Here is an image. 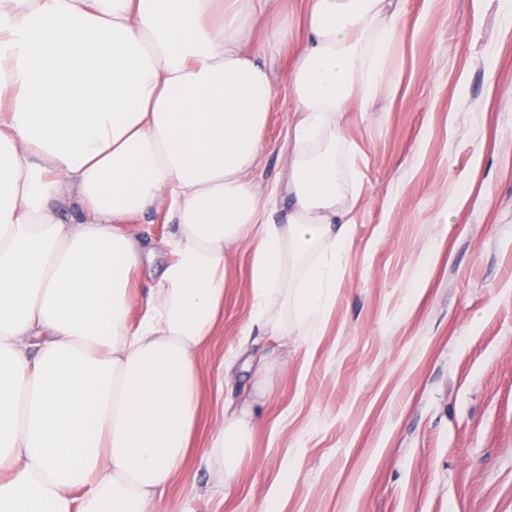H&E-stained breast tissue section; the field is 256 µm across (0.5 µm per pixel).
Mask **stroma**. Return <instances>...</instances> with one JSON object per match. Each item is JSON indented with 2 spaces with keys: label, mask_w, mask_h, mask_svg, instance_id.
<instances>
[{
  "label": "stroma",
  "mask_w": 512,
  "mask_h": 512,
  "mask_svg": "<svg viewBox=\"0 0 512 512\" xmlns=\"http://www.w3.org/2000/svg\"><path fill=\"white\" fill-rule=\"evenodd\" d=\"M402 4L387 87L346 120L356 225L336 305L316 342L244 336L249 256L231 259L197 447L259 366L280 373L233 490L194 454L159 512H512V8ZM292 53L267 59L264 190L285 177Z\"/></svg>",
  "instance_id": "1"
}]
</instances>
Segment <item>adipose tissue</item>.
<instances>
[{"mask_svg": "<svg viewBox=\"0 0 512 512\" xmlns=\"http://www.w3.org/2000/svg\"><path fill=\"white\" fill-rule=\"evenodd\" d=\"M390 3L304 0L287 180L262 193L276 91L251 36L293 43L268 24L275 0H0V512H158L231 253L251 254L248 327L317 335L355 225L337 145L380 91ZM152 214L171 227L156 247L130 228ZM254 428L252 410L224 414L202 449L225 486Z\"/></svg>", "mask_w": 512, "mask_h": 512, "instance_id": "adipose-tissue-1", "label": "adipose tissue"}]
</instances>
